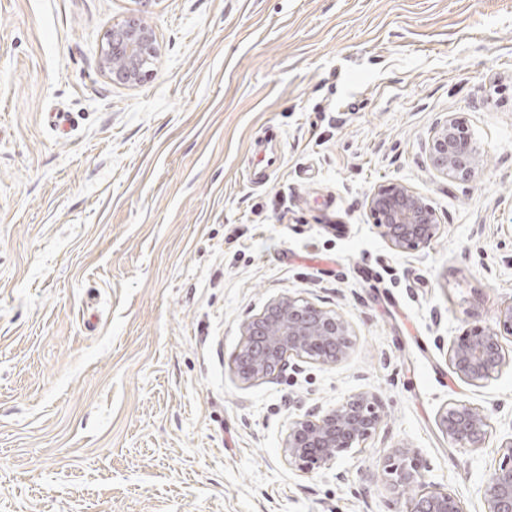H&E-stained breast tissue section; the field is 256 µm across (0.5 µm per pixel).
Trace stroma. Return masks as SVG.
Instances as JSON below:
<instances>
[{
	"instance_id": "35a3bbf8",
	"label": "stroma",
	"mask_w": 512,
	"mask_h": 512,
	"mask_svg": "<svg viewBox=\"0 0 512 512\" xmlns=\"http://www.w3.org/2000/svg\"><path fill=\"white\" fill-rule=\"evenodd\" d=\"M137 0H0V512H404L380 451L484 512L512 439L508 363L460 380L448 341L512 301V0H153L136 86L100 50ZM457 117L466 180L425 163ZM282 134L264 186L259 140ZM424 194L441 231L392 249L379 185ZM292 296L352 348L245 385L246 322ZM378 393L385 420L329 467L288 463L295 410ZM480 407L485 447L438 417ZM439 427L448 442L459 448L485 447L489 422L477 407L462 400L451 402L439 415Z\"/></svg>"
}]
</instances>
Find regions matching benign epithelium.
I'll return each mask as SVG.
<instances>
[{
	"mask_svg": "<svg viewBox=\"0 0 512 512\" xmlns=\"http://www.w3.org/2000/svg\"><path fill=\"white\" fill-rule=\"evenodd\" d=\"M157 39L142 17L116 23L101 48L102 67L112 82L135 86L152 72ZM433 169L445 177L468 179L481 164V152L453 117L438 122L426 148ZM368 208L390 247L412 251L428 247L440 222L426 196L400 183L382 185L368 197ZM498 327L468 324L448 345V364L464 382L479 386L502 372L506 356L502 333L512 336V302L497 312ZM347 322L323 307L293 297L269 302L244 327L231 369L244 384L274 382L300 362L337 365L349 356ZM384 412L376 394L359 393L323 409L303 408L283 442L285 458L321 468L362 445L381 426ZM448 442L459 448H483L489 422L477 407L451 402L439 415ZM413 449H383L387 486L407 501L406 512H464L454 494L429 486L414 463ZM485 512H512V439L501 445L498 464L484 486Z\"/></svg>",
	"mask_w": 512,
	"mask_h": 512,
	"instance_id": "benign-epithelium-1",
	"label": "benign epithelium"
}]
</instances>
